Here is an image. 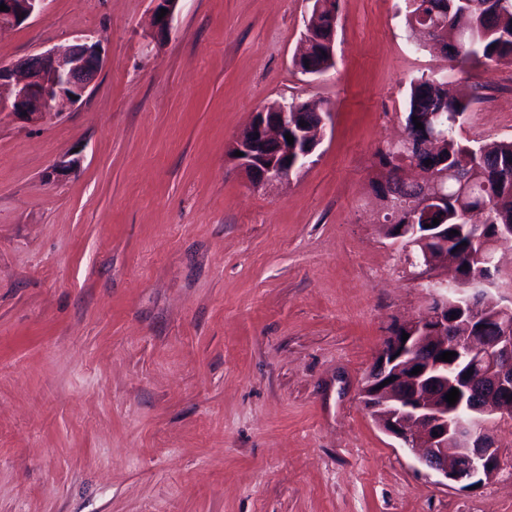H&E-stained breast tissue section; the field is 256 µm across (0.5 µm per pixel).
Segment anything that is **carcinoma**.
Instances as JSON below:
<instances>
[{"label": "carcinoma", "instance_id": "obj_1", "mask_svg": "<svg viewBox=\"0 0 512 512\" xmlns=\"http://www.w3.org/2000/svg\"><path fill=\"white\" fill-rule=\"evenodd\" d=\"M427 1L431 7L425 13L444 19L439 37L445 40L450 61L485 64L512 60V0L496 8L487 4V0H403L405 25L410 32L424 26L419 11ZM475 99L473 93L448 95L442 84L430 76L422 75L409 83L406 118L415 112L441 113L442 129L447 133L441 150L442 158L448 160L446 168L486 176L484 180L474 181L464 193L457 178L448 177L443 195L438 202L430 204L429 214L416 217V223L421 225L419 231L431 238L414 245L413 256H424L428 250L435 252L439 242L446 240L448 250H456L461 263L468 264V268L461 270L464 277L473 280L491 277L512 283L511 269L497 266L490 271L484 267L479 258L482 245L472 242L463 231L465 224H484L490 235L504 241L502 225H512V203L507 201L512 192V179L502 180L506 173L512 176V139L471 145L459 138L458 129ZM435 218L442 223L441 233L437 235L422 228ZM452 230L458 234H450Z\"/></svg>", "mask_w": 512, "mask_h": 512}]
</instances>
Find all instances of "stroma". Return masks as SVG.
I'll return each instance as SVG.
<instances>
[{"label": "stroma", "mask_w": 512, "mask_h": 512, "mask_svg": "<svg viewBox=\"0 0 512 512\" xmlns=\"http://www.w3.org/2000/svg\"><path fill=\"white\" fill-rule=\"evenodd\" d=\"M400 4L339 0L316 78L312 0H180L159 40L150 0H46L0 30L3 65L108 57L67 112H0V512H512V418L498 474L447 486L359 398L430 294L374 188L410 80L476 95L463 141L512 138V62L419 46ZM291 98L332 114L315 161L251 185L231 145ZM336 1H318L313 9L312 14L307 20L305 24V29L302 35V49L301 52L296 56L295 63L296 69L303 73L304 75L309 76H319L320 73L318 71L309 70L308 68L301 69L303 57H306L308 54L317 52V53H329L331 61L334 63L335 61V42H336ZM327 10L332 11L333 20H331V27L327 32H317L316 25L320 23L319 17L322 14H325ZM328 64L322 69V74L328 71L330 68L334 66V64ZM321 74V75H322Z\"/></svg>", "instance_id": "stroma-1"}]
</instances>
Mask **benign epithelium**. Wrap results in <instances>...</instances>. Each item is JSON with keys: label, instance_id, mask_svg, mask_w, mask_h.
<instances>
[{"label": "benign epithelium", "instance_id": "benign-epithelium-1", "mask_svg": "<svg viewBox=\"0 0 512 512\" xmlns=\"http://www.w3.org/2000/svg\"><path fill=\"white\" fill-rule=\"evenodd\" d=\"M46 0H0L9 11H0V29L22 24L39 14ZM153 23L158 33H166L179 0H151ZM166 9L158 18L160 9ZM336 11V0H318L305 24L302 49L296 56V69L309 76L319 72L301 68L303 57L325 53L335 58L336 20L327 32L316 31L319 17ZM106 65L100 43L79 38L67 50H45L31 54L11 65H0V87L7 85L11 95L0 98V111L27 122L58 116L82 100ZM310 101L294 99L290 103H268L254 115L252 122L233 141L230 153L253 185L281 181L306 162L288 166V142L285 134L300 121ZM423 128L410 125L396 142L399 153L389 166L388 177L378 182L386 199L389 222L402 224L414 234L418 225L413 215L440 196L448 170L433 161L441 139L431 125L433 112L418 113ZM330 113L319 115V122L307 131L313 146L322 143ZM432 163H427V160ZM459 274L452 278L434 277L427 287L433 289L425 310L398 321L388 332L374 366L360 391L364 408L377 426L399 441L400 447L415 455L420 465L436 472L448 483L480 485L494 478L501 468L498 446L489 432L488 422L495 416L512 417V306H500L495 317L498 328L488 336L484 328L473 334H460L448 311L468 313L471 323L485 324L480 302L482 293L474 289L460 294ZM409 334L402 341V333ZM446 351L457 353L471 370L448 379L439 360ZM422 367L411 374L414 367ZM392 382L385 383V380ZM459 390L454 405L445 401L449 388Z\"/></svg>", "mask_w": 512, "mask_h": 512}]
</instances>
